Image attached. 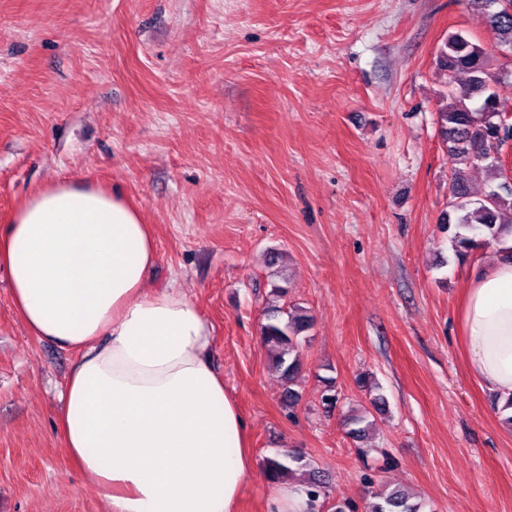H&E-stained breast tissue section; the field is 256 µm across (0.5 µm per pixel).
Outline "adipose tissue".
<instances>
[{
	"label": "adipose tissue",
	"instance_id": "ef3b65f1",
	"mask_svg": "<svg viewBox=\"0 0 512 512\" xmlns=\"http://www.w3.org/2000/svg\"><path fill=\"white\" fill-rule=\"evenodd\" d=\"M148 225L123 197L66 180L0 226L11 305L72 351L59 434L111 512H236L252 458L245 419L212 369V329L177 288L148 292ZM472 373L512 395V261L468 286Z\"/></svg>",
	"mask_w": 512,
	"mask_h": 512
}]
</instances>
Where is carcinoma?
<instances>
[{"instance_id": "1", "label": "carcinoma", "mask_w": 512, "mask_h": 512, "mask_svg": "<svg viewBox=\"0 0 512 512\" xmlns=\"http://www.w3.org/2000/svg\"><path fill=\"white\" fill-rule=\"evenodd\" d=\"M482 11L498 44L512 51V0H468ZM437 66L448 76L446 104L438 112V121L446 142L451 170L448 210L440 223L455 225V255L464 262L474 251L489 245L499 246L502 256L512 259V184L506 182L505 169L495 159L501 150L497 131L507 115L497 107L494 83L501 79L489 71L487 53L461 33H452L440 46ZM493 172L497 183L482 197L473 200L464 173L479 164ZM312 326V318L302 307H274L262 325V343L272 353V368L283 385V405L291 409L299 401L294 389L301 370V334ZM364 407L347 417L350 434L360 440L373 426V413L385 409L384 399H370ZM306 472L302 480L305 492L318 501L326 497V485L312 461L300 450L281 449L264 459V472L271 483L293 481L297 472ZM366 512H422L423 503L413 501L402 489L368 486Z\"/></svg>"}]
</instances>
